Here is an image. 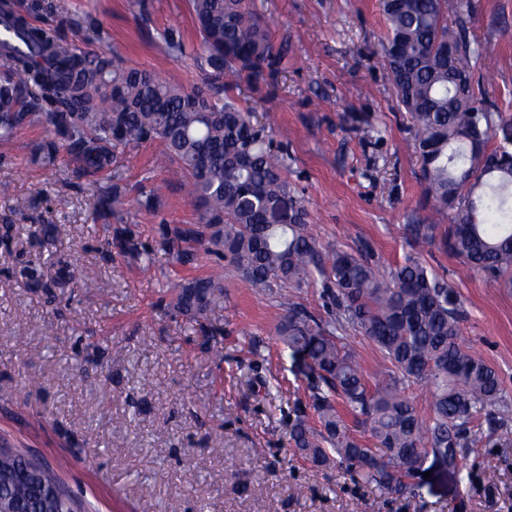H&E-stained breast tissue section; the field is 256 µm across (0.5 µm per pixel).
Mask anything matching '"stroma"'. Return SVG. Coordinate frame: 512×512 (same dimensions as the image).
Listing matches in <instances>:
<instances>
[{"instance_id": "35a3bbf8", "label": "stroma", "mask_w": 512, "mask_h": 512, "mask_svg": "<svg viewBox=\"0 0 512 512\" xmlns=\"http://www.w3.org/2000/svg\"><path fill=\"white\" fill-rule=\"evenodd\" d=\"M36 24L58 27L86 51L176 74L185 87L203 75L192 59L160 48L174 27L198 42L188 0H44ZM470 30L483 49L474 72L512 118V0H473ZM288 69L264 99L239 102L270 121L288 152L319 243L371 244L384 266L411 251L407 225L426 223L412 121L382 80L386 36L379 0H254ZM91 14L97 28L83 27ZM47 133L33 125L0 143V438L58 468L88 512H512V447L474 428L457 468L427 455L405 495L318 466L292 447L290 425L308 410L301 364L279 340L284 310L224 260L181 265L162 244L166 226L197 214L185 180L160 142L118 149L128 215L96 219L89 176L59 180L65 152L32 163ZM164 183L163 205L139 208L145 182ZM31 200L26 212L17 197ZM65 235L43 236L44 224ZM423 257L463 304V344L499 372L512 398V289L447 252L443 231ZM88 268L86 282L67 276ZM217 276L224 301L198 323L171 306V280ZM223 349L215 359L214 349Z\"/></svg>"}]
</instances>
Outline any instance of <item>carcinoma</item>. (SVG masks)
I'll use <instances>...</instances> for the list:
<instances>
[{
	"instance_id": "1",
	"label": "carcinoma",
	"mask_w": 512,
	"mask_h": 512,
	"mask_svg": "<svg viewBox=\"0 0 512 512\" xmlns=\"http://www.w3.org/2000/svg\"><path fill=\"white\" fill-rule=\"evenodd\" d=\"M387 35L381 43L384 79L414 123V149L435 216L453 211L446 245L469 266L512 288V123L484 98L473 78L482 50L470 36L471 0H381ZM200 36L196 64L212 79L187 89L105 53L78 48L57 28L36 26L13 0H0V139L37 124L51 134L47 157L64 150L85 173L101 176L99 216L119 213L112 185L114 150L158 140L190 185L199 228L172 230L170 251L181 264L196 252L222 256L254 288L275 293L286 315L282 343L305 360L311 407L290 430L295 449L320 465L336 463L356 480L405 493L424 456L443 455L454 467L478 415L505 402L498 373L460 339V309L443 276L419 257L434 224H409L413 253L388 272L367 242L352 250L323 248L307 210L288 181V155L268 122L253 119L231 91L246 80L261 93L288 63L252 0H189ZM162 49L183 57L180 32L162 34ZM499 145L487 151L490 140ZM140 205L160 207L162 189L142 190ZM321 279L331 305L322 320L289 292ZM174 308L205 320L224 299L211 276L170 284ZM359 332L391 367L368 377L349 343ZM423 384L429 414L405 394ZM374 439L367 447L344 416ZM497 443L512 444L504 421L487 419ZM0 495L24 512H39L38 490L19 481Z\"/></svg>"
}]
</instances>
